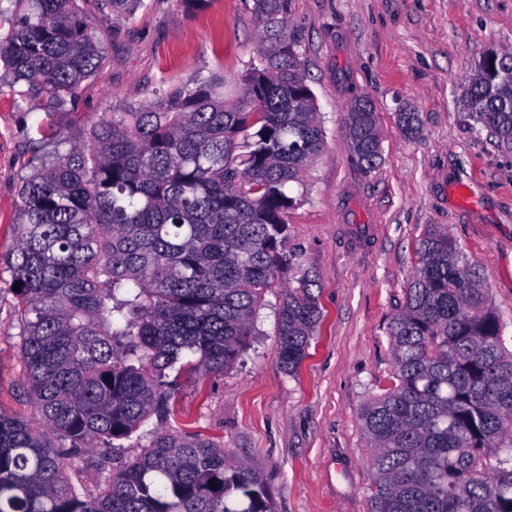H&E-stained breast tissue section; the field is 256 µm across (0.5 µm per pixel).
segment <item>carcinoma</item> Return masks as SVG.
I'll use <instances>...</instances> for the list:
<instances>
[{"label": "carcinoma", "mask_w": 512, "mask_h": 512, "mask_svg": "<svg viewBox=\"0 0 512 512\" xmlns=\"http://www.w3.org/2000/svg\"><path fill=\"white\" fill-rule=\"evenodd\" d=\"M144 0H15L0 85L71 110L103 67L107 21ZM289 0H253L243 78H192L89 140L57 136L19 188L11 285L35 418L0 410V512H276L259 471L196 433H172L183 374L233 367L265 293L283 288L278 363L293 374L321 318L316 279L286 277L288 212L324 151L315 96L288 33ZM471 129L512 148V66L484 54L464 87ZM366 170L382 160L376 109L346 110ZM299 193H294V190ZM388 328L393 376L361 410L372 512H512V349L477 265L441 230L417 247ZM156 418L148 448L101 468Z\"/></svg>", "instance_id": "1"}]
</instances>
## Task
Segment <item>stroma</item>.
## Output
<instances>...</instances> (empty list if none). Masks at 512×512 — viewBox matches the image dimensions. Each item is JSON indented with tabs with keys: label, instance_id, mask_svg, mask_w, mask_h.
<instances>
[{
	"label": "stroma",
	"instance_id": "35a3bbf8",
	"mask_svg": "<svg viewBox=\"0 0 512 512\" xmlns=\"http://www.w3.org/2000/svg\"><path fill=\"white\" fill-rule=\"evenodd\" d=\"M253 0H145L104 40L106 63L71 111L0 87V410L31 412L8 283L19 185L43 141L86 140L122 112L188 78L238 79L256 55ZM288 30L324 128L306 195L288 214L291 272L316 275L324 319L296 375L278 365L280 288L266 292L234 366L179 380L171 428L211 438L255 465L276 512H371L370 450L360 411L389 385L388 326L428 230L441 227L476 262L512 336V149L472 132L460 97L483 54L512 50V0H290ZM373 102L382 161L366 171L348 145L346 106ZM412 109L415 135L397 114Z\"/></svg>",
	"mask_w": 512,
	"mask_h": 512
}]
</instances>
